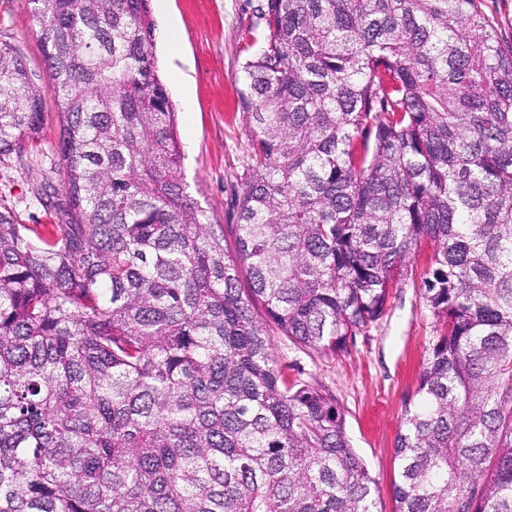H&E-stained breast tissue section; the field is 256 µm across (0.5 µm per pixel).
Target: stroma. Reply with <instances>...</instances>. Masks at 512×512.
Returning a JSON list of instances; mask_svg holds the SVG:
<instances>
[{
  "instance_id": "obj_1",
  "label": "stroma",
  "mask_w": 512,
  "mask_h": 512,
  "mask_svg": "<svg viewBox=\"0 0 512 512\" xmlns=\"http://www.w3.org/2000/svg\"><path fill=\"white\" fill-rule=\"evenodd\" d=\"M261 0H168L154 12L157 31L177 30V44L156 39L162 80L178 114L184 152L183 174L204 210L231 224L232 197L251 153V137L239 102L237 75L247 56ZM0 42L12 45L32 82L46 93L44 121L23 158L0 162V209L18 223L47 235L60 217L39 205L31 189L40 182L60 186L62 159L57 106L47 88L38 23L24 0H0ZM429 245H422L390 292L382 318L356 334L344 351L320 355L293 345L279 333L271 343L289 378L325 390L344 417V430L378 483L377 512H394L393 483L398 476L394 443L405 400L417 386L421 364L435 334L425 298Z\"/></svg>"
}]
</instances>
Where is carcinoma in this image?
I'll use <instances>...</instances> for the list:
<instances>
[{
	"label": "carcinoma",
	"mask_w": 512,
	"mask_h": 512,
	"mask_svg": "<svg viewBox=\"0 0 512 512\" xmlns=\"http://www.w3.org/2000/svg\"><path fill=\"white\" fill-rule=\"evenodd\" d=\"M25 4L63 160L34 197L63 223L0 211V512H376L269 328L346 349L424 242L395 512H512V43L475 0H262L231 244L183 182L149 0ZM42 95L0 43V158Z\"/></svg>",
	"instance_id": "obj_1"
}]
</instances>
